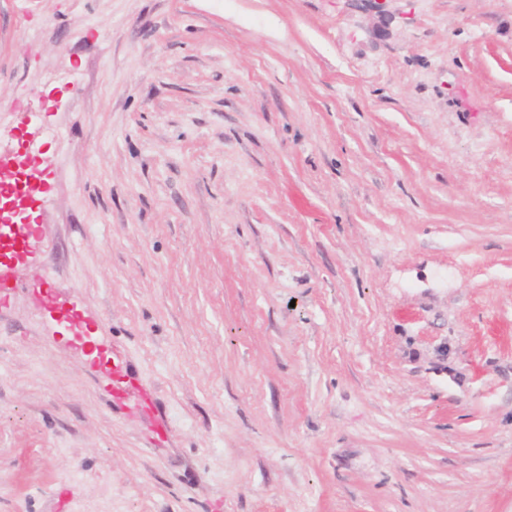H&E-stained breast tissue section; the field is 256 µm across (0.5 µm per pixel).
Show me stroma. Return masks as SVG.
<instances>
[{"instance_id": "stroma-1", "label": "stroma", "mask_w": 512, "mask_h": 512, "mask_svg": "<svg viewBox=\"0 0 512 512\" xmlns=\"http://www.w3.org/2000/svg\"><path fill=\"white\" fill-rule=\"evenodd\" d=\"M29 152L0 512H512V0H0Z\"/></svg>"}]
</instances>
